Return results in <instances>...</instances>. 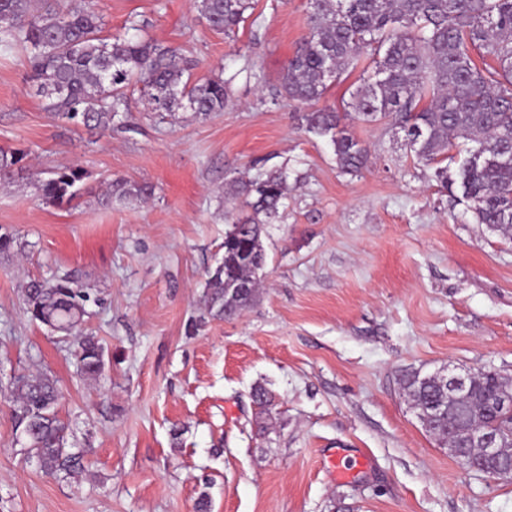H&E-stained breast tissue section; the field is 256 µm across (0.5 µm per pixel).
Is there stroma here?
Returning a JSON list of instances; mask_svg holds the SVG:
<instances>
[{"mask_svg": "<svg viewBox=\"0 0 512 512\" xmlns=\"http://www.w3.org/2000/svg\"><path fill=\"white\" fill-rule=\"evenodd\" d=\"M104 35L128 19L180 49L194 76L222 73L230 102L205 119L148 113L140 98L109 131L59 119L36 96L24 51L0 55V149L35 169L77 164L87 186L154 185L144 202L52 205L0 184V233L26 241L0 258V384L44 372L62 392L68 442L85 466L48 477L16 444L0 391V512H512V481L468 470L425 430L403 373L493 368L512 377V241L476 223L389 121L351 107L349 69L323 103L367 147L343 173L327 139L278 97L308 32V0H254L234 34L194 0H93ZM287 174L288 198L262 236L257 302L207 319L224 254L231 180ZM71 275L92 288L84 327L102 344L86 379L70 340L31 321L22 287ZM273 395L269 409L253 397ZM365 467L337 480L325 455Z\"/></svg>", "mask_w": 512, "mask_h": 512, "instance_id": "obj_1", "label": "stroma"}]
</instances>
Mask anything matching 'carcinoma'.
Masks as SVG:
<instances>
[{
    "label": "carcinoma",
    "instance_id": "carcinoma-1",
    "mask_svg": "<svg viewBox=\"0 0 512 512\" xmlns=\"http://www.w3.org/2000/svg\"><path fill=\"white\" fill-rule=\"evenodd\" d=\"M309 30L281 76L279 95L312 105L329 82L365 58L371 72L357 91L353 108L366 123L386 118L404 132L406 145L426 164L448 159L459 140L472 143L456 178L436 169L445 186H457L478 224L512 239V0H309ZM199 15L213 30L234 32L253 9L252 0H196ZM103 19L91 0H0V53L29 55L37 92L59 117L88 129L109 130L130 110L131 89L139 88L151 111L182 110L194 118L222 112L229 102L221 74L192 79L194 64L179 49L143 39L137 20L127 32L102 37ZM307 132L329 139L338 166L360 172L368 150L336 109L302 114ZM25 155L0 150V183L19 180L46 202L71 203L93 189L78 166L61 165L30 173ZM235 194L249 212L233 220L224 236L222 263L210 274L206 314L231 319L260 295L259 271L266 265L264 219L276 216L288 198L287 176L270 171L255 180H237ZM95 194V193H93ZM153 195V187L117 179L95 194L110 207ZM14 235L0 234V257L24 250ZM89 293L70 276L31 279L24 305L31 320L73 338L81 373L96 377L104 351L83 333ZM512 380L491 369L473 374L467 399L449 411L448 390L434 375L418 370L402 378L414 408L430 414L429 433L440 446L460 442L474 426L491 427L512 449V415L497 409ZM61 394L46 374L19 375L10 385L14 431L46 476L77 477L82 457L68 446V426L59 416Z\"/></svg>",
    "mask_w": 512,
    "mask_h": 512
}]
</instances>
